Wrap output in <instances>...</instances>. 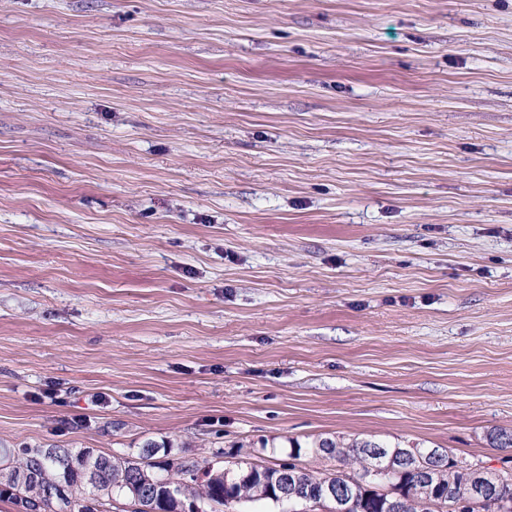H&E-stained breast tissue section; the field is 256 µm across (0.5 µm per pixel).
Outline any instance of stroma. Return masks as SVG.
<instances>
[{
    "mask_svg": "<svg viewBox=\"0 0 512 512\" xmlns=\"http://www.w3.org/2000/svg\"><path fill=\"white\" fill-rule=\"evenodd\" d=\"M500 431L512 0H0V451Z\"/></svg>",
    "mask_w": 512,
    "mask_h": 512,
    "instance_id": "35a3bbf8",
    "label": "stroma"
}]
</instances>
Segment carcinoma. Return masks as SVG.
<instances>
[{
  "label": "carcinoma",
  "instance_id": "carcinoma-1",
  "mask_svg": "<svg viewBox=\"0 0 512 512\" xmlns=\"http://www.w3.org/2000/svg\"><path fill=\"white\" fill-rule=\"evenodd\" d=\"M288 467L296 470L304 494L316 496L321 481L344 484L346 512H512V472L481 465L462 466L445 450L405 449L398 444L364 441L346 444L320 440L309 445L315 457L336 462L331 468L311 470L298 462L301 444L290 440ZM161 446L149 444L136 455L97 453L91 448H21L0 453V498L20 509L44 486L60 487L63 494L44 499V512H126L125 499L141 489L150 512H179L195 502L198 512H237L245 502L281 505L275 482L281 464L214 453V459L158 458ZM409 456H404V452ZM432 452L442 457L443 469L430 491L431 505L423 503L422 480L411 454ZM404 456L398 469L375 471L377 458ZM33 468L37 480L15 478L20 468Z\"/></svg>",
  "mask_w": 512,
  "mask_h": 512
}]
</instances>
